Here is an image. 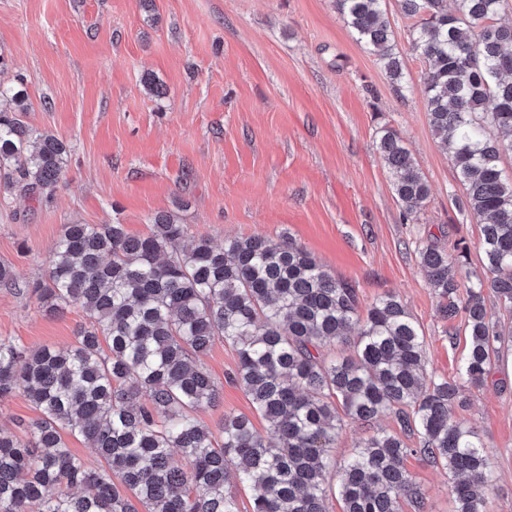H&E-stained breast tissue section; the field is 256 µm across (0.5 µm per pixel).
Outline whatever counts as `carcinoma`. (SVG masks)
<instances>
[{"mask_svg": "<svg viewBox=\"0 0 512 512\" xmlns=\"http://www.w3.org/2000/svg\"><path fill=\"white\" fill-rule=\"evenodd\" d=\"M414 20L413 50L429 66L427 110L480 217L483 276L459 296L467 248L417 246L439 314L464 317L462 378L486 383L512 349L487 304L512 314V26L497 22L501 0H400ZM357 40L399 81L402 64L384 0H335ZM27 97L0 81V192L24 184L39 201L54 195L69 148L27 126ZM377 150L394 176L405 214L423 207L429 185L400 134L383 127ZM169 212L151 232L121 224H66L29 285L50 314L78 306L86 325L65 349L29 350L0 336V401L24 395L40 412L24 437L0 427V512H239L229 476L250 492L252 512H400L409 498L427 512L404 459L421 454L448 470L454 512H487L492 485L486 444L452 416L461 386L427 370L426 338L393 293L361 314L352 282L333 275L289 238L236 237L218 247ZM357 335H350L353 327ZM238 356L231 380L268 425L224 414L219 433L198 412L220 389L200 362L217 341ZM107 347H102V343ZM352 354L338 357L336 344ZM396 417L401 435L375 431L339 468L336 436L353 422ZM81 436L96 467L75 456ZM417 437L410 448L406 437Z\"/></svg>", "mask_w": 512, "mask_h": 512, "instance_id": "cac0c4a2", "label": "carcinoma"}]
</instances>
